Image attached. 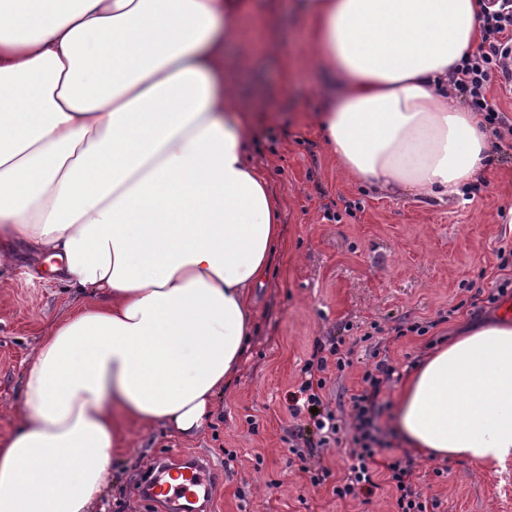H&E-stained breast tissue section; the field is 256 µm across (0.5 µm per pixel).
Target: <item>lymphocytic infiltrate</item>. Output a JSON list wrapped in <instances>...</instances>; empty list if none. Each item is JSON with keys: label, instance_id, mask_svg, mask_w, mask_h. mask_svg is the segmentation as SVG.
I'll list each match as a JSON object with an SVG mask.
<instances>
[{"label": "lymphocytic infiltrate", "instance_id": "lymphocytic-infiltrate-1", "mask_svg": "<svg viewBox=\"0 0 512 512\" xmlns=\"http://www.w3.org/2000/svg\"><path fill=\"white\" fill-rule=\"evenodd\" d=\"M482 43L464 56L448 76V83L473 111L484 113L493 134L503 140L512 137V118L486 96L492 78L512 88V0H482ZM349 365L341 342L331 343L327 350H314L307 363L305 377L296 392L291 393L289 411L292 417H304L303 425L316 447L328 448L341 440L351 445L350 462L332 488L338 499L373 493L388 486L395 498L393 512H428V502L417 491L414 463L410 457L388 454L390 442L379 425L384 409L381 394L396 372L388 358H381L364 371L361 393L352 395L349 426H341L335 413L323 404L322 392L327 385L328 367L344 370Z\"/></svg>", "mask_w": 512, "mask_h": 512}]
</instances>
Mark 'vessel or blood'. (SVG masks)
I'll use <instances>...</instances> for the list:
<instances>
[{
  "label": "vessel or blood",
  "instance_id": "b4317fda",
  "mask_svg": "<svg viewBox=\"0 0 512 512\" xmlns=\"http://www.w3.org/2000/svg\"><path fill=\"white\" fill-rule=\"evenodd\" d=\"M219 479L211 461L202 456L192 457L179 470L160 462L153 467L146 493L163 502L169 512H202L212 502Z\"/></svg>",
  "mask_w": 512,
  "mask_h": 512
}]
</instances>
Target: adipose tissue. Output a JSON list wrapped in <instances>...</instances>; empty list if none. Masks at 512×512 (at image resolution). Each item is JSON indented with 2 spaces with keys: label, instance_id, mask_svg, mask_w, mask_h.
<instances>
[{
  "label": "adipose tissue",
  "instance_id": "adipose-tissue-1",
  "mask_svg": "<svg viewBox=\"0 0 512 512\" xmlns=\"http://www.w3.org/2000/svg\"><path fill=\"white\" fill-rule=\"evenodd\" d=\"M317 64L328 149L374 190L446 203L490 126L448 74L481 0H293ZM257 0H0V266L22 242L83 301L35 347L0 438V512H93L125 426L195 436L238 368L280 236L245 156L259 112L225 53ZM111 68L112 81L98 73ZM395 426L433 458L512 462V321L467 323L417 366Z\"/></svg>",
  "mask_w": 512,
  "mask_h": 512
}]
</instances>
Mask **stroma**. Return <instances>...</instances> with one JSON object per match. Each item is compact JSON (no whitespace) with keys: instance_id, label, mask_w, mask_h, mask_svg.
<instances>
[{"instance_id":"35a3bbf8","label":"stroma","mask_w":512,"mask_h":512,"mask_svg":"<svg viewBox=\"0 0 512 512\" xmlns=\"http://www.w3.org/2000/svg\"><path fill=\"white\" fill-rule=\"evenodd\" d=\"M289 0H273L271 49L257 53L246 74L234 57L227 76L237 79L244 101L262 95L273 117L252 145L251 158L281 199V241L269 279L253 299L255 331L238 371L224 383L215 414L197 436L186 439L157 425H128V445L114 449L106 512H159L138 495L160 456L186 452L223 470L212 512H391L388 490L336 499L335 476L345 466L348 444L305 449L293 459L298 437L288 397L316 344L344 338L352 353L344 371L329 369L326 401L349 420L351 397L375 345L386 346L400 377L459 325L498 320L500 305L481 311L471 293H490L502 273L496 252L512 247V148L494 143L489 166L465 202L439 205L391 196L351 181L322 140L315 115L322 109L313 65L289 78L301 60L302 20ZM290 89H283V82ZM78 303L76 289L50 270L44 253L19 243L11 263L0 267V437L18 426L31 354L46 327ZM430 323L426 335L396 338V326ZM372 340H364L365 332ZM397 455H410L417 488L429 512H512V463L492 470L456 460H431L394 438ZM331 475L312 488L309 469Z\"/></svg>"}]
</instances>
